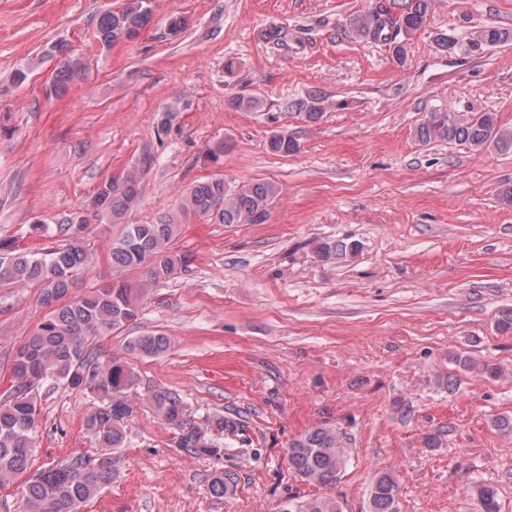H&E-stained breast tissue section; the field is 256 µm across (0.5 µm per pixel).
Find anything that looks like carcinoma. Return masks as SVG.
Instances as JSON below:
<instances>
[{
  "instance_id": "carcinoma-1",
  "label": "carcinoma",
  "mask_w": 512,
  "mask_h": 512,
  "mask_svg": "<svg viewBox=\"0 0 512 512\" xmlns=\"http://www.w3.org/2000/svg\"><path fill=\"white\" fill-rule=\"evenodd\" d=\"M432 0H409L399 15L390 9L361 15L353 22L356 34L364 39L393 46L396 59L405 61L403 42L427 24ZM154 0H122L116 11L100 14L95 24V39L103 47L136 40L151 23ZM512 41V32L487 27L469 39L472 51ZM57 46L58 61L50 74V92L67 91L80 63ZM299 110L311 121L323 115V100L309 97ZM417 139L465 145L473 151L493 148L512 153V128L499 123L494 112L459 114L432 111L416 129ZM271 151L280 155L297 151L298 145L286 131H276L268 139ZM280 194L279 184L269 180L233 186L222 178H205L190 185L168 211L148 224H127L123 234L109 249L112 263L126 271L140 270V279H121L93 287L77 299L62 302L78 273L90 259L87 230L91 223L119 224L140 197L139 171L121 179L103 182L90 197L84 212L61 221L59 231L67 237L60 247L45 251L20 249L0 240V288L37 285L38 302L48 310L31 336L17 350L12 367L13 385L0 401V487L20 478L27 512H81L85 502L112 483V452L125 446L126 423L137 410L140 374L134 363L104 356L94 339L136 320L142 301L152 288L187 267L190 257L172 250L180 227L193 218L211 224H263ZM357 250L353 242L327 240L316 247L317 257L334 261ZM168 337L136 336L126 345L128 356H156L169 348ZM462 369L484 377H497V364H476L458 356ZM62 384L95 396L100 402L87 415L86 427L95 437L96 451L74 454L64 461L30 472L35 453V436L40 418L39 386ZM145 402L153 412L176 431L177 447L196 456H215L220 452L207 433L188 413L181 397L158 389ZM214 427L230 436L242 423L237 417L219 415ZM349 437L342 428L319 424L288 443V465L301 480L333 487L346 465ZM399 486L390 473L373 475L368 512H398ZM478 512H501L498 490L486 484L475 489ZM288 512H342L332 497H294Z\"/></svg>"
}]
</instances>
